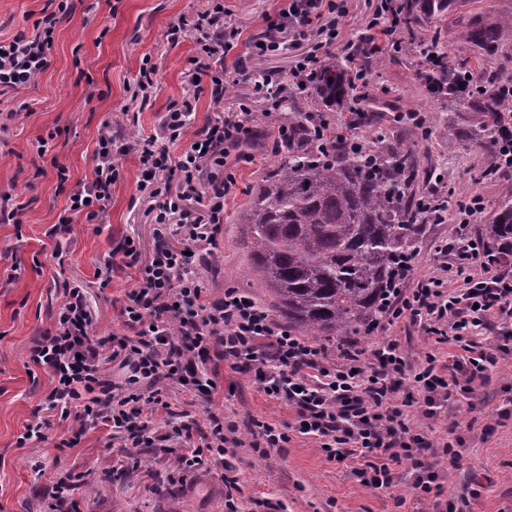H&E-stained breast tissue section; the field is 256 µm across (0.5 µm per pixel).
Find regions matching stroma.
Returning a JSON list of instances; mask_svg holds the SVG:
<instances>
[{"label": "stroma", "instance_id": "35a3bbf8", "mask_svg": "<svg viewBox=\"0 0 512 512\" xmlns=\"http://www.w3.org/2000/svg\"><path fill=\"white\" fill-rule=\"evenodd\" d=\"M44 0H0V38L20 31L32 32ZM75 9L60 23L48 68L21 92L0 96V197L11 195L24 204L21 223H0V512H40L41 496L55 468L89 471L87 484L76 499L79 512H224V470L205 463L185 481L170 482L176 455L141 463L122 460L119 449L107 447L105 429L83 437L72 449L54 448L51 439L67 427L51 418L49 441L17 445L16 439L36 411L48 378L42 369H27L25 349L30 339L50 324L65 283H91L90 299L99 309L100 327L108 329L115 310L113 299L123 298L136 277L135 270L117 273L104 287L94 285L98 260L111 240L133 239L142 258L152 252L157 200L150 189L140 188L138 160H122L125 179L112 193L105 222L94 225L84 217L73 221V244L64 246L62 259L52 257L55 243L48 232L66 206L72 185L90 180L93 152L101 123L129 99L143 57L158 66L156 89L136 125L127 127L128 140L153 135L162 115L183 95L182 74L195 54L192 40L168 43V24L192 15L200 0H74ZM244 33L265 27L274 17L276 0H224ZM307 44L287 43L284 50L263 53L241 47L246 73L231 85L225 108L253 114L262 110L255 84L262 76L289 73ZM48 141L45 156L32 150L38 138ZM447 175L457 194L472 190L471 169L480 154L464 150L460 142L435 138L420 148ZM65 166L67 184H59L56 165ZM277 159L265 152L254 162L235 164L234 192L224 205V241L219 251L223 275L219 285L234 286L270 302L268 289L259 286L250 259L239 244L241 227L236 219L248 201L246 191L260 174L272 171ZM365 350L383 339L395 340L412 364L434 355L437 365H447L455 346L437 343L422 327L397 323L374 332L358 331ZM224 413L235 422L255 418L272 424L291 420L280 403L257 391L246 373L221 367ZM420 431L438 440L462 438L457 463L435 458L443 476L444 496L462 494L467 485L481 483L469 512H512V355L501 358L475 394H456L438 406L432 416L415 414ZM46 462L44 473L33 465ZM239 470L244 500L267 499L280 504V512H431L429 500L412 489L408 466L396 467L394 493L365 490L355 476L363 460L328 461L317 442L293 435L286 447L261 457L248 448L233 458ZM405 499L396 506L395 496Z\"/></svg>", "mask_w": 512, "mask_h": 512}]
</instances>
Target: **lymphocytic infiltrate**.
Here are the masks:
<instances>
[{"instance_id": "f902f5d3", "label": "lymphocytic infiltrate", "mask_w": 512, "mask_h": 512, "mask_svg": "<svg viewBox=\"0 0 512 512\" xmlns=\"http://www.w3.org/2000/svg\"><path fill=\"white\" fill-rule=\"evenodd\" d=\"M73 9V0H45L32 34L0 39L1 95L25 89L47 69L56 30ZM346 13L347 0H286L275 21L246 35L228 20L223 0H205L165 34L172 44L187 37L195 43L192 66L184 74L187 93L164 113L154 135L132 143L122 129L134 122L135 109L149 103L157 75L156 65L143 58L129 105L118 120H105L98 130L92 181L72 191L49 232L69 243L74 216L97 222L113 186L124 177L122 157L137 153L140 183L160 199L152 254L142 260L133 240L126 239L102 256L95 273L105 286L115 271L136 270L134 287L101 335L87 284L65 285L50 327L26 348L27 365L49 376L40 410L59 413L68 423L59 447H76L89 431L104 426L126 456L177 454L181 480L204 462L222 464L224 512H242L238 478L227 457L247 443L224 417L219 368L225 365L250 373L258 391L293 414L283 429L249 420L253 440L248 444L259 456L284 447L295 432L316 439L327 460L364 459L358 480L366 490L394 489L391 467L407 461L413 489L434 498L432 512H463L477 496L473 488L459 502H440L441 475L430 459L442 454L454 461L459 452L452 442L418 433L408 414L417 403L431 409L455 392L473 393L497 364L500 349L490 339L474 347L473 329L512 320V277L486 261L487 245L470 236L468 216H455L451 241L438 250L436 268L427 278L415 280L410 261L399 269L381 317L390 326L420 325L437 342L459 347L460 355L445 372L431 355L418 371H409L404 353L391 340L382 341L371 366H364L356 342L333 348L315 343L278 322L268 305L242 289L228 287L216 296L210 288L221 272L224 201L235 186L233 174L225 170L227 160L243 144L259 140L262 131L247 112H225L190 129L187 118L197 108V90L207 84L211 102L223 104L243 61L235 58L233 68L218 69L215 58L233 56L245 44L280 52L286 31L310 44L291 68L302 80L332 48L347 51L360 42L373 48L399 27L385 0H378L366 33L353 39L344 34ZM408 377L415 390L405 394L401 388ZM184 394L201 404L203 419L179 405L177 398ZM85 479L82 472H56L42 512H75L73 489Z\"/></svg>"}]
</instances>
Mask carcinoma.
<instances>
[{
    "label": "carcinoma",
    "instance_id": "obj_1",
    "mask_svg": "<svg viewBox=\"0 0 512 512\" xmlns=\"http://www.w3.org/2000/svg\"><path fill=\"white\" fill-rule=\"evenodd\" d=\"M482 0H389L399 18L395 46L383 53L355 48L327 55L306 86L282 77L288 141L274 142L276 169L247 192L240 211L241 245L252 269L271 292L288 326L313 340L347 336L382 312L396 265L415 247L423 224H441L450 195L429 207L438 172L423 166L418 147L435 134L459 136L465 149L494 147L512 122V13L488 17L470 5ZM398 66L426 90L419 125H408L403 144L390 138L384 112L400 109L387 99L385 71ZM365 69L370 80L355 82ZM307 112H347L370 143L348 151L305 123ZM512 160L498 172L479 168L473 184L503 179L492 211L477 216L489 242L512 251Z\"/></svg>",
    "mask_w": 512,
    "mask_h": 512
}]
</instances>
